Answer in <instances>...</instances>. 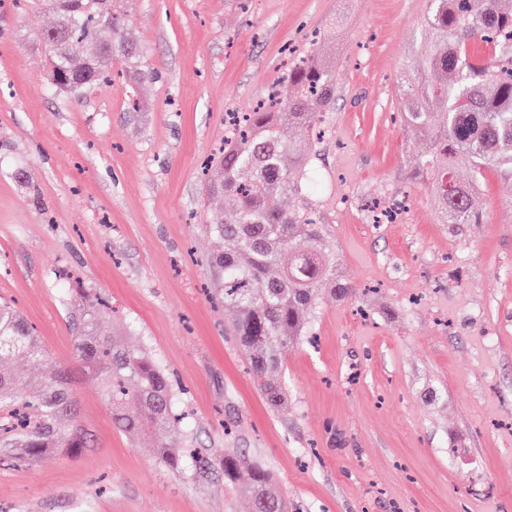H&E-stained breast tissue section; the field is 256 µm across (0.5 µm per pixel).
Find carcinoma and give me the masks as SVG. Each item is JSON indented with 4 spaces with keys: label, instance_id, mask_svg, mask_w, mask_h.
Instances as JSON below:
<instances>
[{
    "label": "carcinoma",
    "instance_id": "cac0c4a2",
    "mask_svg": "<svg viewBox=\"0 0 512 512\" xmlns=\"http://www.w3.org/2000/svg\"><path fill=\"white\" fill-rule=\"evenodd\" d=\"M113 0H27L45 5L54 24L39 41L49 52L51 80L63 93L102 87L112 55L143 56L126 14ZM499 0H428L425 41L413 64L414 79L402 89L404 124L429 138L431 149L416 161L438 200L442 223L476 218L474 185L483 171L512 170V11ZM336 90V62L314 48L267 95L243 112L224 149L213 158L205 182L210 201L229 199L207 231L215 287L236 314L229 336L248 356L253 383L274 409L288 404L279 378L288 350L304 338L327 285L341 301L357 290L338 272L336 247L326 235L310 197L317 191L312 161L317 131L326 123ZM285 127L296 132L286 139ZM466 166L471 179L461 180ZM81 323L74 353L97 375L112 421L123 433L155 437L160 463L177 472L218 465L224 485H236L245 461L229 450L186 453L168 438L179 424L175 394L160 364L144 348L100 323L91 301L78 307ZM22 360L44 367L38 376L6 371ZM71 370L53 364L11 303H0V450L37 464L60 452L87 447L73 405ZM250 512H288V498L269 471L251 467Z\"/></svg>",
    "mask_w": 512,
    "mask_h": 512
}]
</instances>
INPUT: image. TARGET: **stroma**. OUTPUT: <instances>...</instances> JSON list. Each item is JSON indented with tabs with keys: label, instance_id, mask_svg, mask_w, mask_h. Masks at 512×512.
<instances>
[{
	"label": "stroma",
	"instance_id": "stroma-1",
	"mask_svg": "<svg viewBox=\"0 0 512 512\" xmlns=\"http://www.w3.org/2000/svg\"><path fill=\"white\" fill-rule=\"evenodd\" d=\"M119 5L152 79L131 90L117 54L111 84L66 95L37 43L52 14L0 0V299L69 367L71 313L99 299L169 375L185 415L170 440L262 464L289 512H512V173L485 171L477 220L441 223L414 169L428 142L401 120L425 0ZM315 34L337 81L314 201L359 293L323 295L275 410L207 290L202 163L226 113ZM75 375L88 448L0 461V512H248L245 486L169 470L151 436L114 427L97 378Z\"/></svg>",
	"mask_w": 512,
	"mask_h": 512
}]
</instances>
